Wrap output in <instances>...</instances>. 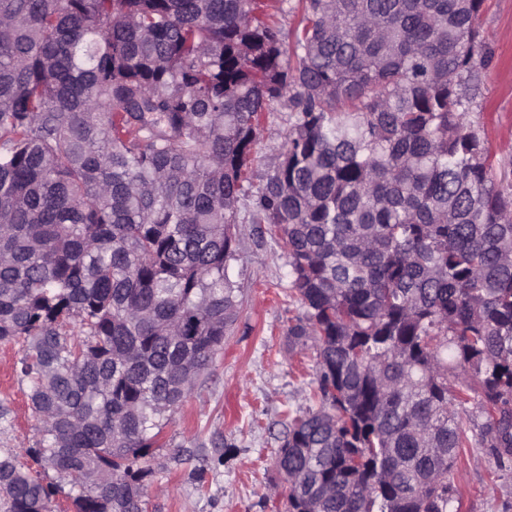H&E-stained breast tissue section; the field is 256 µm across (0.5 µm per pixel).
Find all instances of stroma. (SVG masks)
Listing matches in <instances>:
<instances>
[{"instance_id": "1", "label": "stroma", "mask_w": 512, "mask_h": 512, "mask_svg": "<svg viewBox=\"0 0 512 512\" xmlns=\"http://www.w3.org/2000/svg\"><path fill=\"white\" fill-rule=\"evenodd\" d=\"M480 30L492 52L480 76L469 126L489 160L512 184V0H485ZM284 101L271 102L248 175L259 178L288 130ZM288 257L270 238L243 225L228 274L243 285V304L205 387L195 391L165 427L166 447L153 451L149 512H285V483L274 465L289 416L311 406L314 369H301L288 344V322L304 309L289 288ZM20 347L0 344V449L32 447L38 423L16 374ZM450 479L461 512H504L512 505V462L499 466L486 448H473Z\"/></svg>"}]
</instances>
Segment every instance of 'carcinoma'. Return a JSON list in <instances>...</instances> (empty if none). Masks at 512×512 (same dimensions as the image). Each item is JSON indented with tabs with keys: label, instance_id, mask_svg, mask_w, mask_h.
<instances>
[{
	"label": "carcinoma",
	"instance_id": "cac0c4a2",
	"mask_svg": "<svg viewBox=\"0 0 512 512\" xmlns=\"http://www.w3.org/2000/svg\"><path fill=\"white\" fill-rule=\"evenodd\" d=\"M483 4L295 0L291 34L255 0H0V343L75 512H147L151 449L237 320L246 199L316 370L286 512H460L463 449L512 460V190L466 123ZM60 490L0 452L4 512ZM289 115L284 99L270 103L269 112L265 113L259 143L247 172V176L252 177L255 183H259V176L266 170L268 158L281 146L288 130Z\"/></svg>",
	"mask_w": 512,
	"mask_h": 512
}]
</instances>
